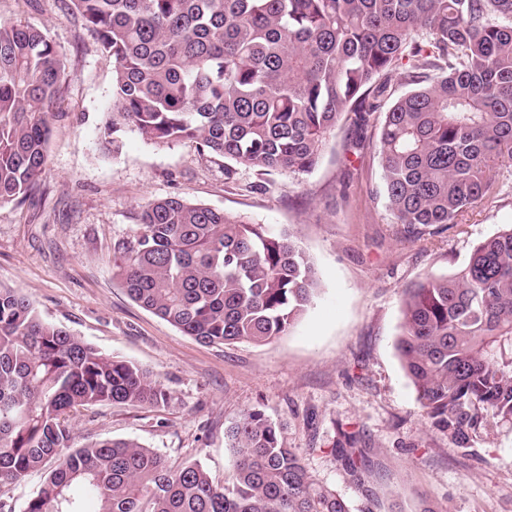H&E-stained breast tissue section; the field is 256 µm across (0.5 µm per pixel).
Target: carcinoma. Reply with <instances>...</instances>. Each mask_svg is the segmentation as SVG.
<instances>
[{"mask_svg": "<svg viewBox=\"0 0 512 512\" xmlns=\"http://www.w3.org/2000/svg\"><path fill=\"white\" fill-rule=\"evenodd\" d=\"M71 2L114 61L101 129L112 153L134 131L264 174L309 171L341 114L366 123L406 65L413 88L379 132L397 223H455L512 162V0ZM65 82L46 33L0 19V205L38 184ZM115 252L129 297L208 345L265 344L316 293L291 234L179 196L146 205ZM402 314L396 350L422 416L452 447L512 421V226L482 239L459 272L405 289ZM165 400L148 372L0 286V486L61 459L25 512H90L91 502L95 512H350L260 409L226 431L235 463L222 486L201 463L173 470L134 440L74 445L71 420L84 407Z\"/></svg>", "mask_w": 512, "mask_h": 512, "instance_id": "1", "label": "carcinoma"}]
</instances>
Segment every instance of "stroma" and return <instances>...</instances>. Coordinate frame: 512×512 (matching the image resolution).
<instances>
[{
    "label": "stroma",
    "mask_w": 512,
    "mask_h": 512,
    "mask_svg": "<svg viewBox=\"0 0 512 512\" xmlns=\"http://www.w3.org/2000/svg\"><path fill=\"white\" fill-rule=\"evenodd\" d=\"M0 17L47 31L68 73L37 188L23 204L0 206V285L26 295L43 320L148 370L167 394L155 407L81 410L79 438L134 439L173 467L202 462L220 484L234 466L227 426L260 408L286 422L289 447L350 512H512V422L453 449L422 418L395 349L404 288L456 273L481 239L512 225V165L495 169L492 198L413 236L381 195L380 111L362 131L343 113L307 172L262 174L188 140L156 145L134 132L109 156L99 133L114 62L71 0H0ZM174 195L292 233L318 292L287 333L263 345H206L128 297L114 247L146 205ZM342 448L370 460L361 478L346 471Z\"/></svg>",
    "instance_id": "1"
}]
</instances>
